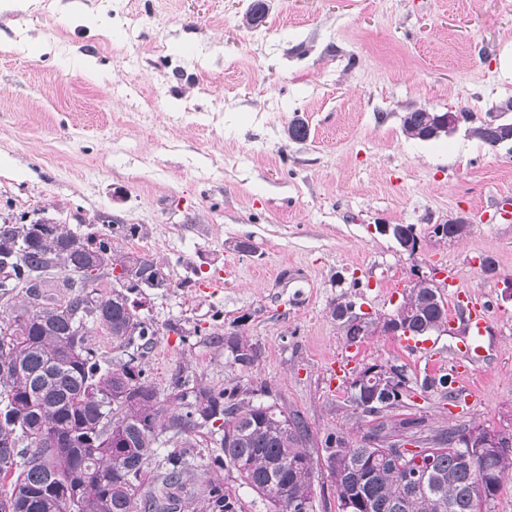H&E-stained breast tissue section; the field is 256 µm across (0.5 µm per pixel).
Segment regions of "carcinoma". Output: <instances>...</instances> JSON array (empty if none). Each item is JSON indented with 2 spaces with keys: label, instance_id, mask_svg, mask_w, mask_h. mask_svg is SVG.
<instances>
[{
  "label": "carcinoma",
  "instance_id": "1",
  "mask_svg": "<svg viewBox=\"0 0 512 512\" xmlns=\"http://www.w3.org/2000/svg\"><path fill=\"white\" fill-rule=\"evenodd\" d=\"M266 14L265 0H252L246 24L256 26ZM443 112L415 107L402 119V133L412 140L431 141L447 131L437 124ZM492 112L471 135L492 148L499 138L490 126ZM142 232L136 224H111L109 232L85 237L67 224L50 228L16 220L0 223V268L10 266L14 283L32 282V273L49 267L90 270L89 288L36 309L27 305L33 288L18 299L15 288H1L0 311V512H240L239 499L217 484L199 489L191 482L196 467L190 434L203 425L219 424L214 443L224 453L221 463L262 496L270 512H302L313 502L314 460L307 449V426L296 413L275 405L254 404L241 389L214 391L177 380L182 404L166 416L142 363L153 332L129 302L127 293H104L102 272L119 269L135 283L166 278L163 267L148 253L119 254L114 241ZM96 318H91V314ZM411 333L448 327V307L439 288H409L394 312ZM104 327L115 348L136 349L133 366L104 368L88 340L89 320ZM226 345L234 363L252 365L256 350L230 336ZM371 386L351 391L350 403L363 414L379 415L370 404ZM418 419L380 423L360 444L336 448L344 440L332 436L327 449L330 477L338 509L351 512H488L484 500L496 499L512 473V435L481 426L449 427L419 440L432 451L430 469L416 482L385 453L390 439ZM181 438L173 450L155 460L158 436ZM469 433L473 449L459 444ZM498 449L485 455L489 479L480 485L467 464L469 452L489 437Z\"/></svg>",
  "mask_w": 512,
  "mask_h": 512
}]
</instances>
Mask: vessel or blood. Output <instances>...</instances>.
I'll return each mask as SVG.
<instances>
[{
	"label": "vessel or blood",
	"instance_id": "obj_1",
	"mask_svg": "<svg viewBox=\"0 0 512 512\" xmlns=\"http://www.w3.org/2000/svg\"><path fill=\"white\" fill-rule=\"evenodd\" d=\"M457 318L463 325L464 334L448 347L455 369L451 373L448 388L457 391L463 383L471 366L485 357V334L489 319V308L476 299L462 300L458 303Z\"/></svg>",
	"mask_w": 512,
	"mask_h": 512
}]
</instances>
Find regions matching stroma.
Here are the masks:
<instances>
[{
  "label": "stroma",
  "instance_id": "35a3bbf8",
  "mask_svg": "<svg viewBox=\"0 0 512 512\" xmlns=\"http://www.w3.org/2000/svg\"><path fill=\"white\" fill-rule=\"evenodd\" d=\"M250 2L0 0V219L96 236L141 226L115 248L152 255L169 279L129 294L156 330L145 369L162 406L181 376L300 413L313 512H339L324 441L357 443L376 425L349 402L367 365L408 380L388 420L512 433V151L465 124L427 142L401 130L413 107L479 119L512 97V0H268L254 29ZM296 120L301 142L288 136ZM457 217L463 238L432 234ZM380 224L413 225L417 253ZM434 268L455 278L448 305L461 293L492 307L487 363L456 402L422 387L449 372L450 336L429 363L381 332L347 345L333 314L392 313L415 271ZM230 336L255 347L251 367L233 363ZM194 438L197 482L269 512L211 466L208 429Z\"/></svg>",
  "mask_w": 512,
  "mask_h": 512
}]
</instances>
